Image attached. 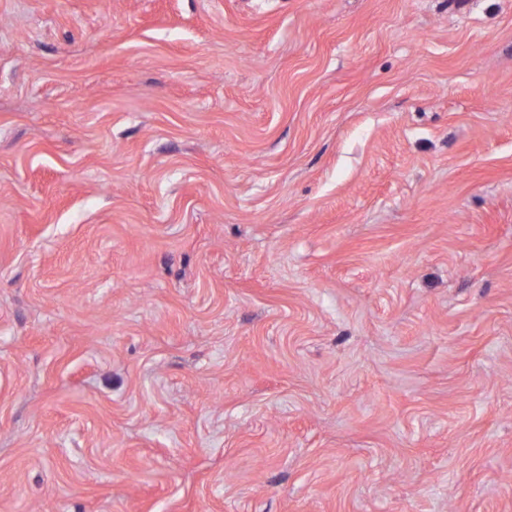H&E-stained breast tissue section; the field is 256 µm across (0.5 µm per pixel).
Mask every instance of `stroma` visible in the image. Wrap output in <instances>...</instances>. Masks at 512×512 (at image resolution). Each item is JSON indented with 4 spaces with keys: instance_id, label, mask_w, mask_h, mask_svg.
<instances>
[{
    "instance_id": "stroma-1",
    "label": "stroma",
    "mask_w": 512,
    "mask_h": 512,
    "mask_svg": "<svg viewBox=\"0 0 512 512\" xmlns=\"http://www.w3.org/2000/svg\"><path fill=\"white\" fill-rule=\"evenodd\" d=\"M0 512H512V0H0Z\"/></svg>"
}]
</instances>
